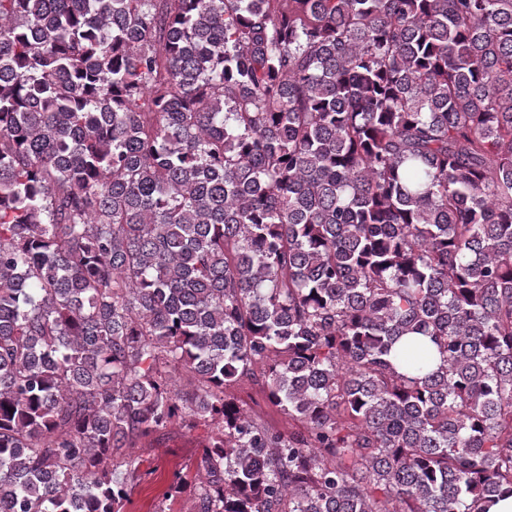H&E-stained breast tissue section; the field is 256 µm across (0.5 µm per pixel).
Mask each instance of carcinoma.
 <instances>
[{
  "label": "carcinoma",
  "instance_id": "obj_1",
  "mask_svg": "<svg viewBox=\"0 0 512 512\" xmlns=\"http://www.w3.org/2000/svg\"><path fill=\"white\" fill-rule=\"evenodd\" d=\"M174 423L191 512L512 492V0H0V512ZM237 394L245 403V408L259 416L269 427L281 432L288 431V416L267 401L260 385L246 382L238 387Z\"/></svg>",
  "mask_w": 512,
  "mask_h": 512
}]
</instances>
